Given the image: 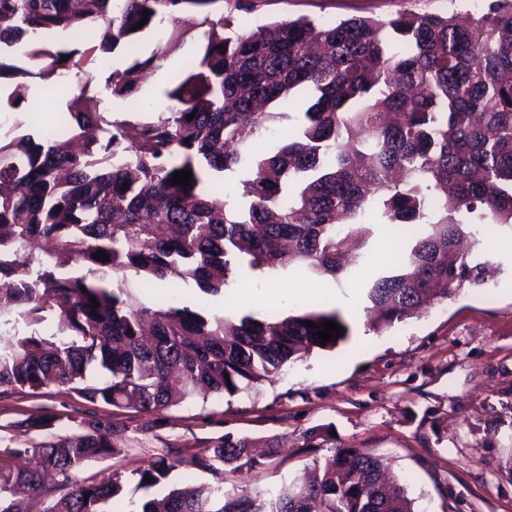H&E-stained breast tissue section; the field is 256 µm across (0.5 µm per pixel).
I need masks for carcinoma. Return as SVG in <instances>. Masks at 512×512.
Segmentation results:
<instances>
[{"mask_svg": "<svg viewBox=\"0 0 512 512\" xmlns=\"http://www.w3.org/2000/svg\"><path fill=\"white\" fill-rule=\"evenodd\" d=\"M220 2L0 0V79H12L7 103L18 114L0 136V393L65 387L91 405L167 408L272 382L350 336L342 312L315 299L264 319L208 316L171 295L147 306L127 292L129 273L172 291L193 280L210 295L269 272L339 283L371 263L366 250L345 264L350 246L370 244L384 227L403 246L395 270L365 282L377 334L493 274L470 226H512V0H484L479 14L400 11L241 29L229 16L213 19ZM178 11L188 26L171 30L160 52L108 64ZM91 24L101 39L85 53L34 43L19 66L4 51L53 31L77 45ZM195 28L203 52L170 74L167 107L147 121L108 118L97 85L146 108L139 93L148 75ZM81 74L61 133L48 125L12 135L31 80L54 89ZM302 91L309 105L296 115ZM181 170L192 172L187 186L172 184ZM49 313L55 331L36 330ZM326 321L344 332L324 345ZM102 429L94 416L72 418L63 435L1 447L0 512H27L41 495L42 512H106L124 492L122 475L79 478L88 463L124 453L122 432ZM253 445L226 436L188 458H159L135 470L137 488L162 484L180 465L247 477L265 466ZM47 472L58 476L50 489ZM315 504L414 512L404 484L360 448L337 452L301 485L185 486L132 500L128 512H312Z\"/></svg>", "mask_w": 512, "mask_h": 512, "instance_id": "cac0c4a2", "label": "carcinoma"}]
</instances>
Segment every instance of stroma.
<instances>
[{
  "instance_id": "stroma-1",
  "label": "stroma",
  "mask_w": 512,
  "mask_h": 512,
  "mask_svg": "<svg viewBox=\"0 0 512 512\" xmlns=\"http://www.w3.org/2000/svg\"><path fill=\"white\" fill-rule=\"evenodd\" d=\"M221 0L220 12L250 25L309 17L387 18L418 13L476 11L477 0H250V13ZM481 250L495 274L480 288H465L429 313L376 334L366 327L361 282L296 279L279 273L242 287L255 294L250 311H288L276 288L292 295L336 294L351 327L335 351H316L289 366L272 383L246 394L195 398L167 409L119 410L90 405L58 387L0 394V442L34 436L33 414H95L123 432L124 452L90 462L86 480L121 473L125 495L106 506L127 512L130 500L155 496L140 489L135 469L174 450L184 455L211 447L230 434L273 440L253 481L277 487L342 448H362L386 461L404 481L414 512H512V227L485 232Z\"/></svg>"
}]
</instances>
